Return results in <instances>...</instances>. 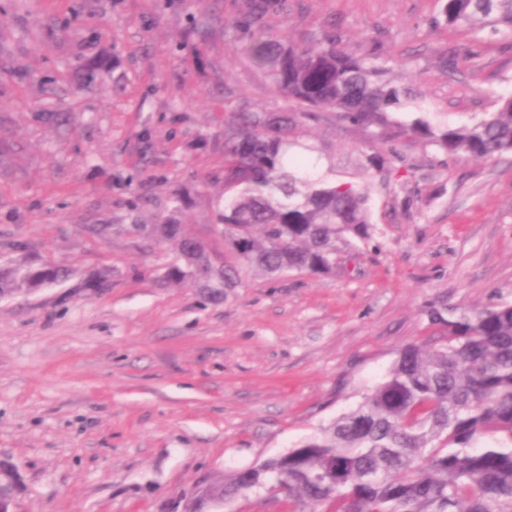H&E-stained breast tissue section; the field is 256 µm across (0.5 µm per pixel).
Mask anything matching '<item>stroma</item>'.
Segmentation results:
<instances>
[{
	"label": "stroma",
	"instance_id": "1",
	"mask_svg": "<svg viewBox=\"0 0 512 512\" xmlns=\"http://www.w3.org/2000/svg\"><path fill=\"white\" fill-rule=\"evenodd\" d=\"M246 0H0V257L49 258L57 286L0 300V461L17 512H172L202 478L279 456L355 407L399 351L452 318L512 304V153L449 156L401 133L383 149L322 111L303 144L317 172L356 183L370 238L329 276L241 267L214 300L161 276L177 257L145 227L178 188L219 174L224 107L287 102L249 60ZM440 0H289L266 25L305 44L335 28L385 60L414 99L392 118L456 127L512 95V46L439 24ZM207 31L196 67L184 48ZM458 49L454 70L439 56ZM110 81L79 90L96 63ZM66 113L59 133L45 110ZM103 276V288L87 287Z\"/></svg>",
	"mask_w": 512,
	"mask_h": 512
}]
</instances>
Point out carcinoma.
Masks as SVG:
<instances>
[{
	"mask_svg": "<svg viewBox=\"0 0 512 512\" xmlns=\"http://www.w3.org/2000/svg\"><path fill=\"white\" fill-rule=\"evenodd\" d=\"M446 25L478 36L484 30L512 40V0H442ZM288 0H247L237 20L251 62L289 107L252 112L244 103L224 113V163L215 181L213 224L219 252L186 230L178 214L191 193L169 198V214L150 228L153 238L177 245L165 267L169 284L235 287L236 266L213 264L233 256L266 275L336 269L338 245L367 239L369 198L336 182L291 150L302 136L300 119L329 109L353 125L392 138L390 115L409 89L388 77L375 53L341 45L335 32L321 41L288 45L266 28ZM446 155L494 159L512 153V96L496 110L460 128L438 129L422 118L403 127ZM369 177L390 175V161L364 155ZM66 275L23 258L0 265V293L34 291ZM444 342L403 348L387 377L353 410L323 426L298 447L265 461L279 479L288 512H512V304H499L445 322ZM249 469L224 478L230 497L250 482Z\"/></svg>",
	"mask_w": 512,
	"mask_h": 512,
	"instance_id": "cac0c4a2",
	"label": "carcinoma"
}]
</instances>
